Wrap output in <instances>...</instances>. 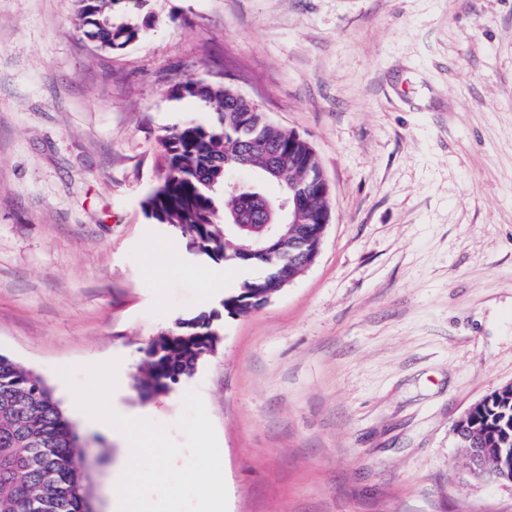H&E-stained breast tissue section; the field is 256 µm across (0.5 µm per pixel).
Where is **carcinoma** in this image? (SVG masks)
<instances>
[{"label":"carcinoma","mask_w":512,"mask_h":512,"mask_svg":"<svg viewBox=\"0 0 512 512\" xmlns=\"http://www.w3.org/2000/svg\"><path fill=\"white\" fill-rule=\"evenodd\" d=\"M147 0H77L78 26L96 46L119 51L141 37L149 18L140 24ZM234 90L218 83L185 82L177 98L193 97L206 103L212 116L190 120L165 131L160 138L165 175L143 201L146 216L181 232L197 255L219 263L236 253L241 240L262 235L261 225L277 222L264 211L262 200L276 202L258 186H244L236 194L224 192L227 174L245 165H273L280 179H262L288 190V180L303 181L308 196L302 200L306 223L326 207L311 188L318 167L311 146L302 139L288 142L284 129ZM285 253L237 260L267 271L284 262ZM264 277L244 282L224 295V312L236 316L253 309L243 302L249 293L254 304ZM218 336L210 322L194 317L153 340L145 350L144 380H137L141 396L168 391L216 346ZM512 415L494 394L483 400L465 421L454 426L457 443L477 431L494 427ZM88 449L67 418L51 389L34 371L0 355V512H91L88 486Z\"/></svg>","instance_id":"carcinoma-1"}]
</instances>
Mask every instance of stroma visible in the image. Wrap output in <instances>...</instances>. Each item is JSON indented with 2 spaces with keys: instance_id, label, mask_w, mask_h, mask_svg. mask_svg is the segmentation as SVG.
Segmentation results:
<instances>
[{
  "instance_id": "35a3bbf8",
  "label": "stroma",
  "mask_w": 512,
  "mask_h": 512,
  "mask_svg": "<svg viewBox=\"0 0 512 512\" xmlns=\"http://www.w3.org/2000/svg\"><path fill=\"white\" fill-rule=\"evenodd\" d=\"M126 49L75 0H0V354L40 375L110 512L123 439L58 369L124 362L125 412L177 422L198 391L227 512H512L453 427L512 385V0H149ZM228 85L316 151L331 185L314 264L261 308L206 298L214 262L152 223L164 131ZM215 314L219 342L141 397L144 351Z\"/></svg>"
}]
</instances>
